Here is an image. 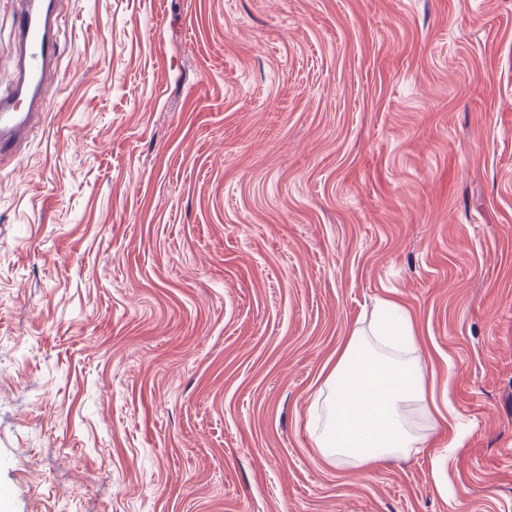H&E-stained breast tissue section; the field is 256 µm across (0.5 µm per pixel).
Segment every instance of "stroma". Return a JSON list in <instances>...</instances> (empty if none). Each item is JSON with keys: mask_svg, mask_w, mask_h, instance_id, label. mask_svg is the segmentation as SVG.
Wrapping results in <instances>:
<instances>
[{"mask_svg": "<svg viewBox=\"0 0 512 512\" xmlns=\"http://www.w3.org/2000/svg\"><path fill=\"white\" fill-rule=\"evenodd\" d=\"M0 169V512H512V0H62ZM449 379L329 467L379 300Z\"/></svg>", "mask_w": 512, "mask_h": 512, "instance_id": "1", "label": "stroma"}]
</instances>
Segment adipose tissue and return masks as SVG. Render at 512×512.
I'll return each instance as SVG.
<instances>
[{"label":"adipose tissue","instance_id":"1","mask_svg":"<svg viewBox=\"0 0 512 512\" xmlns=\"http://www.w3.org/2000/svg\"><path fill=\"white\" fill-rule=\"evenodd\" d=\"M371 332L370 345L353 329L325 377L334 389L326 396L328 423L317 445L332 466L364 468L407 452L419 437L404 419L405 407L435 398L436 385L419 361L394 355L414 342V324L400 306L380 302Z\"/></svg>","mask_w":512,"mask_h":512}]
</instances>
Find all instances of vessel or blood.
<instances>
[{"mask_svg": "<svg viewBox=\"0 0 512 512\" xmlns=\"http://www.w3.org/2000/svg\"><path fill=\"white\" fill-rule=\"evenodd\" d=\"M57 0H17L13 19L14 71L0 94V168L9 165L35 118L47 110V73L58 57Z\"/></svg>", "mask_w": 512, "mask_h": 512, "instance_id": "1", "label": "vessel or blood"}]
</instances>
